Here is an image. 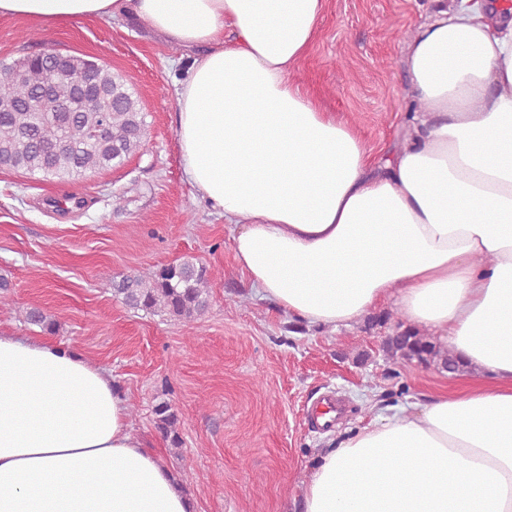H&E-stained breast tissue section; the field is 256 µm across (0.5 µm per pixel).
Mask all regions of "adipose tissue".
<instances>
[{"mask_svg":"<svg viewBox=\"0 0 512 512\" xmlns=\"http://www.w3.org/2000/svg\"><path fill=\"white\" fill-rule=\"evenodd\" d=\"M326 0H0L47 25L135 17L195 56L176 89L189 185L238 225V268L313 325L395 298L476 383L319 455L303 512H512V11L439 0L412 35L398 147L292 80ZM112 376L0 332V512H194Z\"/></svg>","mask_w":512,"mask_h":512,"instance_id":"1","label":"adipose tissue"}]
</instances>
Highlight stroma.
Instances as JSON below:
<instances>
[{"instance_id":"35a3bbf8","label":"stroma","mask_w":512,"mask_h":512,"mask_svg":"<svg viewBox=\"0 0 512 512\" xmlns=\"http://www.w3.org/2000/svg\"><path fill=\"white\" fill-rule=\"evenodd\" d=\"M434 0H326L318 34L292 78L354 125L369 148L397 143L407 45ZM58 50L104 60L138 96L147 141L121 167L80 180L0 169V331L39 335L38 307L58 324L52 339L107 369L132 411L135 434L197 499L199 512H302V486L319 453L377 415L413 410L455 393L464 378L389 358L383 345L404 318L393 300L338 330L316 327L262 299L237 270L238 227L187 183L174 116L185 51L127 19L85 18L52 27L0 17V62ZM190 259L215 273L209 305L186 330L180 320L113 298L119 274ZM342 395L349 413L327 432L306 408ZM169 401L183 446L168 448L154 405Z\"/></svg>"}]
</instances>
